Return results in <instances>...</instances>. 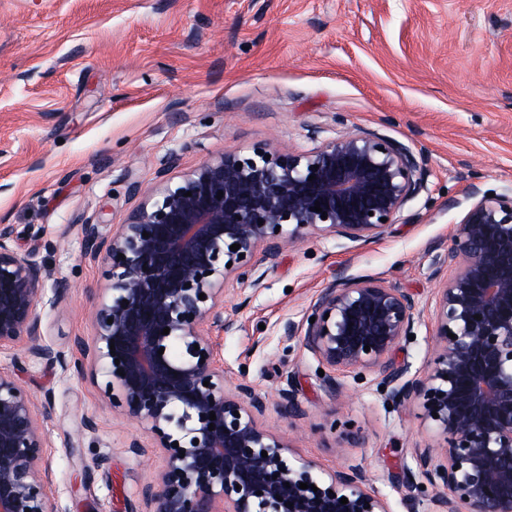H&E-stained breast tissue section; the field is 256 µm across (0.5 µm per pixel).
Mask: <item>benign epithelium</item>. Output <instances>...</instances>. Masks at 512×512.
Instances as JSON below:
<instances>
[{"label":"benign epithelium","mask_w":512,"mask_h":512,"mask_svg":"<svg viewBox=\"0 0 512 512\" xmlns=\"http://www.w3.org/2000/svg\"><path fill=\"white\" fill-rule=\"evenodd\" d=\"M176 164L174 155L165 160L151 198L109 234L78 225L82 257L100 264L104 280L89 362L44 342L37 307L52 272L15 248L13 225L0 224V351L24 344V355L65 374L91 373L102 401L147 425L165 459L146 492L150 512H389L360 468L319 472L291 456L288 441L260 422L265 398L246 383L226 389L210 333L235 329L224 316L228 276L257 285L261 261L274 262L310 230L380 237L428 191L422 162L395 139L349 130L304 151L256 144L210 157L175 183ZM469 198L446 274L434 271L436 348L423 376L407 377L391 357L423 309L379 277L336 270L285 334L302 336L329 371L331 395L344 393L336 374L370 371L389 400L419 404L439 440L415 452L435 512H512V191L489 197L473 186ZM48 418L0 370V512H53L52 479L40 469Z\"/></svg>","instance_id":"7a95c632"}]
</instances>
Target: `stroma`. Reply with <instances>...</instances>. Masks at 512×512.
Returning a JSON list of instances; mask_svg holds the SVG:
<instances>
[{
  "label": "stroma",
  "mask_w": 512,
  "mask_h": 512,
  "mask_svg": "<svg viewBox=\"0 0 512 512\" xmlns=\"http://www.w3.org/2000/svg\"><path fill=\"white\" fill-rule=\"evenodd\" d=\"M376 132L421 152L429 197L367 243L312 230L285 248L260 285L228 277L234 332H213L224 383L265 397L264 425L321 470L363 469L391 512H433L415 451L436 445L416 403L388 405L375 375L324 389L317 359L286 321H300L337 268L372 275L433 307L437 244L469 207L470 185L512 187V0H0V224L53 270L56 303L41 332L66 352L90 343L97 263L78 225L110 231L151 190L163 160L173 178L204 159L257 143L313 148L316 138ZM55 250H46V243ZM424 315L393 358L423 375L434 352ZM37 404H50L56 512H146L164 468L145 425L113 412L91 378L42 360L0 355ZM293 391L302 414L280 412ZM93 441L77 438L83 417Z\"/></svg>",
  "instance_id": "stroma-1"
}]
</instances>
